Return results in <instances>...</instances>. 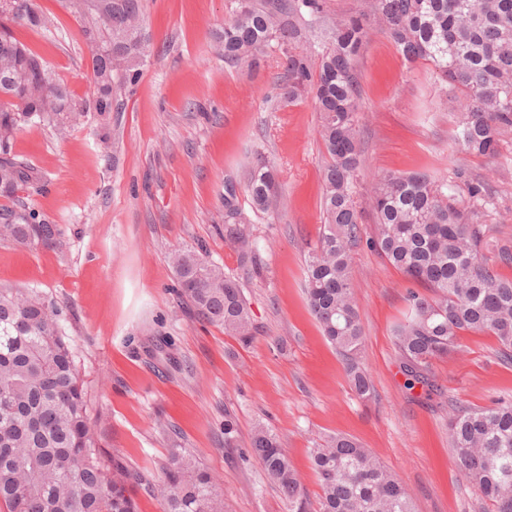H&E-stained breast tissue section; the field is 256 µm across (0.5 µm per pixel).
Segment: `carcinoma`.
Instances as JSON below:
<instances>
[{
    "label": "carcinoma",
    "instance_id": "1",
    "mask_svg": "<svg viewBox=\"0 0 512 512\" xmlns=\"http://www.w3.org/2000/svg\"><path fill=\"white\" fill-rule=\"evenodd\" d=\"M11 22L46 30L50 16L34 0H14ZM83 23L91 58L93 95L75 98L36 51L0 31V241L55 247L58 225L24 203L18 192L39 181L14 153L18 130L30 124L59 134L92 112L112 111L114 98L139 76L144 56L142 0H121L123 18H109L98 0H67ZM233 19L217 33L224 59L253 69L267 51L285 58L280 96L293 101L310 91L320 114L327 157L323 221L317 246L305 258V293L326 340L344 361L347 382L361 398L372 383L362 362L364 330L351 274L369 212L366 240L407 279L408 311L394 329L400 368L409 390L438 392L432 361L459 348L465 333L495 338L499 359L512 364V244L496 237L486 217L494 207L489 178L458 168L449 178L424 172H387L364 203L356 198L361 165L358 139L359 56L367 29L383 30L410 63L428 65L453 93L457 140L471 155L495 158L512 137V0H366L348 18L327 13L323 0H230ZM309 15L328 43L297 49V19ZM277 170L255 166L247 192L264 212L276 199ZM224 238L240 265L252 262L236 181L224 180ZM181 295L193 317L250 343L257 327L239 282L192 249L170 256ZM61 310L20 288H0V504L7 512H138L133 495L143 486L162 512H224L216 480L193 452L172 450L155 483L133 469L109 464L97 444L83 382ZM448 442L458 467L488 499L493 512H512V398L485 407L448 405ZM248 453L288 500V512H414L411 492L376 454L336 435L310 452L321 494L310 510L297 472L268 428L252 434Z\"/></svg>",
    "mask_w": 512,
    "mask_h": 512
}]
</instances>
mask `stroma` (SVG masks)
I'll return each mask as SVG.
<instances>
[{
	"instance_id": "1",
	"label": "stroma",
	"mask_w": 512,
	"mask_h": 512,
	"mask_svg": "<svg viewBox=\"0 0 512 512\" xmlns=\"http://www.w3.org/2000/svg\"><path fill=\"white\" fill-rule=\"evenodd\" d=\"M36 4L53 27L15 25L13 36L74 96L90 97L80 19L63 0ZM143 13L145 65L106 123L92 115L63 137L40 126L16 136L15 153L41 176L20 196L58 224L60 245L0 242V288L38 292L62 310L107 458L156 480L172 449L184 448L216 476L224 512H288L247 456L254 427L278 435L313 501L320 488L310 450L340 434L383 461L410 490L415 512H492L455 463L448 403L483 407L512 395V366L497 359L495 338L464 335L457 355L433 361L444 397L406 389L393 331L408 284L366 246L373 226L364 222L352 277L373 392L359 398L304 293L305 258L322 222L325 162L311 96L281 98L285 65L277 50L252 71L218 53L229 0H143ZM356 68L358 197L388 171L441 178L464 167L491 175L492 222L499 239L512 241V141L494 159L465 152L448 84L402 59L380 30H370ZM261 160L279 171L280 199L264 213L245 209L256 259L244 268L224 240V180L246 187ZM177 248L203 251L238 279L258 327L250 344L189 314L168 263ZM228 417L237 428L230 442Z\"/></svg>"
}]
</instances>
